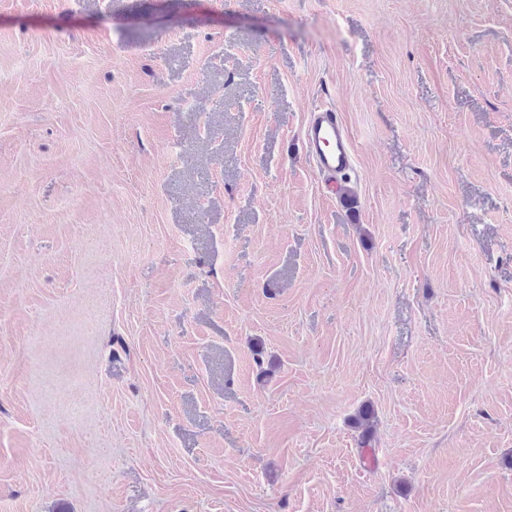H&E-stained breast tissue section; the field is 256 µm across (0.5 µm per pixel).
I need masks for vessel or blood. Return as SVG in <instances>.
Listing matches in <instances>:
<instances>
[{"label":"vessel or blood","mask_w":512,"mask_h":512,"mask_svg":"<svg viewBox=\"0 0 512 512\" xmlns=\"http://www.w3.org/2000/svg\"><path fill=\"white\" fill-rule=\"evenodd\" d=\"M305 152L332 194L341 191L340 180L354 167L348 131L335 107L315 105L303 133Z\"/></svg>","instance_id":"b4317fda"}]
</instances>
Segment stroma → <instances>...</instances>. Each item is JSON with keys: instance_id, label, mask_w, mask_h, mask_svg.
<instances>
[{"instance_id": "stroma-1", "label": "stroma", "mask_w": 512, "mask_h": 512, "mask_svg": "<svg viewBox=\"0 0 512 512\" xmlns=\"http://www.w3.org/2000/svg\"><path fill=\"white\" fill-rule=\"evenodd\" d=\"M0 512H512V0H0ZM305 125V152L333 195L341 192L339 179L354 168V151L335 106L314 105Z\"/></svg>"}]
</instances>
